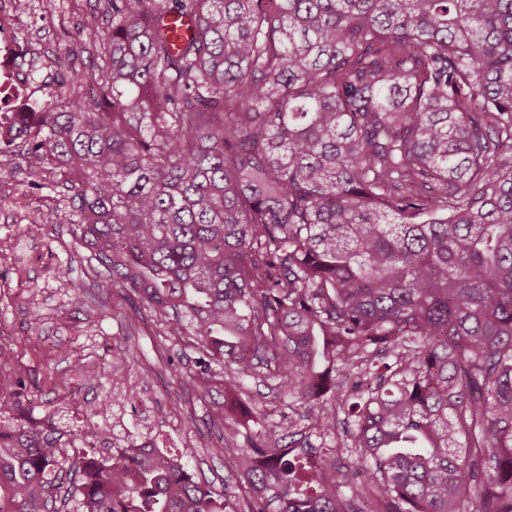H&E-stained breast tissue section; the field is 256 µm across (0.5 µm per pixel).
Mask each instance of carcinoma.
Wrapping results in <instances>:
<instances>
[{
    "instance_id": "1",
    "label": "carcinoma",
    "mask_w": 512,
    "mask_h": 512,
    "mask_svg": "<svg viewBox=\"0 0 512 512\" xmlns=\"http://www.w3.org/2000/svg\"><path fill=\"white\" fill-rule=\"evenodd\" d=\"M100 62L5 112L33 188L124 299L224 368L222 454L264 375L308 407L216 492L0 395V512H512V0H99ZM195 23L183 45L164 19ZM352 419L357 458L300 440ZM77 479L63 487L62 472Z\"/></svg>"
}]
</instances>
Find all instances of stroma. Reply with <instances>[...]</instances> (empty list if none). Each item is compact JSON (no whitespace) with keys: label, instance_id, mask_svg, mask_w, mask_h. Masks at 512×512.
Listing matches in <instances>:
<instances>
[{"label":"stroma","instance_id":"35a3bbf8","mask_svg":"<svg viewBox=\"0 0 512 512\" xmlns=\"http://www.w3.org/2000/svg\"><path fill=\"white\" fill-rule=\"evenodd\" d=\"M97 7L98 0H29L26 12L34 21L28 32L40 35L50 53L74 48L76 69L85 70L93 52L83 25ZM28 180L21 168L13 178H0V392L21 390L35 415L51 404L71 424L82 425L114 375H121L135 397L114 412L111 439L148 438L186 453L199 477L222 489L234 475L236 456L210 448L224 428L223 388L196 384L198 353L119 304L110 279L80 247L75 225L53 221L67 203L61 174H42L38 189ZM75 282L81 292H73ZM129 349L137 351V360L121 361ZM247 387L257 420L284 414L296 422L306 411L260 380Z\"/></svg>","mask_w":512,"mask_h":512}]
</instances>
